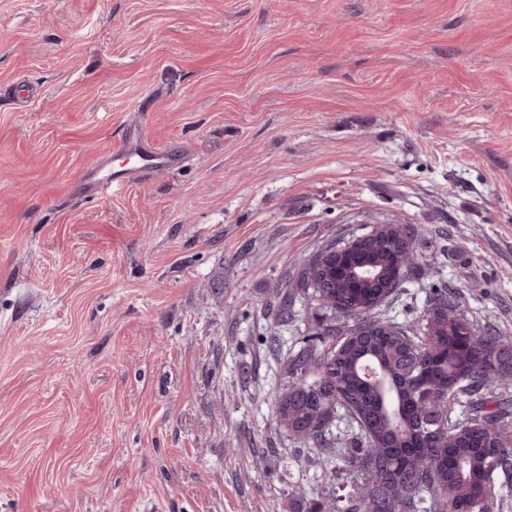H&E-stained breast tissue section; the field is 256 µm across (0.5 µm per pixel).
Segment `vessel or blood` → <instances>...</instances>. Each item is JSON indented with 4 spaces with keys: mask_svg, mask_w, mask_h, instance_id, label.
<instances>
[{
    "mask_svg": "<svg viewBox=\"0 0 512 512\" xmlns=\"http://www.w3.org/2000/svg\"><path fill=\"white\" fill-rule=\"evenodd\" d=\"M121 149L135 156V167L113 168L104 165L97 167L94 178L88 186L90 193L103 195L124 190L154 173L176 171L185 160L184 154L175 148L158 147L151 141L145 140L142 131L139 130L127 131Z\"/></svg>",
    "mask_w": 512,
    "mask_h": 512,
    "instance_id": "b4317fda",
    "label": "vessel or blood"
}]
</instances>
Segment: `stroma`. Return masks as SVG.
<instances>
[{
    "label": "stroma",
    "mask_w": 512,
    "mask_h": 512,
    "mask_svg": "<svg viewBox=\"0 0 512 512\" xmlns=\"http://www.w3.org/2000/svg\"><path fill=\"white\" fill-rule=\"evenodd\" d=\"M136 123L183 167L85 194ZM376 224L381 317L512 338V0H0V512H309L296 283Z\"/></svg>",
    "instance_id": "1"
}]
</instances>
